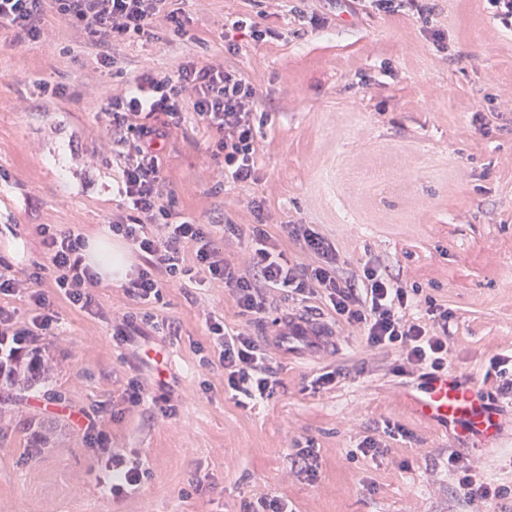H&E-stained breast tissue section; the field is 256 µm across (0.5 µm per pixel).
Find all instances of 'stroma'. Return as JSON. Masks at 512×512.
<instances>
[{
	"instance_id": "obj_1",
	"label": "stroma",
	"mask_w": 512,
	"mask_h": 512,
	"mask_svg": "<svg viewBox=\"0 0 512 512\" xmlns=\"http://www.w3.org/2000/svg\"><path fill=\"white\" fill-rule=\"evenodd\" d=\"M429 19L367 6L337 9L324 28L304 24L321 0H177L189 36L165 23L116 47L102 68L98 50L53 12L38 41L14 45L0 30V262L29 270L43 261L35 233L55 224L84 238L108 233L128 210L118 193L111 96L144 69L170 73L196 59L230 62L257 83L270 117L257 132L259 180L226 184L223 158L193 119L161 152L175 212L208 225L226 257L246 266L255 227L278 238L294 262L309 255L283 233L298 222L336 246L342 275L367 263L411 289L413 313H451L448 370L475 395L495 393L484 374L492 356H512V29L487 0H433ZM247 16L281 36L224 50L225 20ZM440 31L447 50L433 43ZM63 86L57 96L53 87ZM380 170L386 182L366 175ZM270 216L257 224L252 199ZM87 314L53 303L58 330L43 360L48 381L26 390L0 385V512H243L268 496L290 512H512V403L497 401L503 430L484 444L453 423L419 417L421 379L402 372L398 350L372 349L362 330L336 325L338 348L314 356L269 344L277 319L332 321L320 298H276L251 324L278 366L273 398L240 407L224 388L208 313L240 325L227 288L172 281L142 305L119 285L94 290ZM132 318L140 335L121 334ZM336 372L330 385L314 379ZM140 383L143 401L122 394ZM170 394L175 414L158 401ZM96 412L113 447L134 449L147 472L137 493L115 497L104 459L83 439L72 412ZM55 433L37 449L45 426ZM386 446L365 457L364 437ZM313 448L315 476L295 464ZM459 468L509 495L472 505L457 489Z\"/></svg>"
}]
</instances>
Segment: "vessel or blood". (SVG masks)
Here are the masks:
<instances>
[{"label":"vessel or blood","mask_w":512,"mask_h":512,"mask_svg":"<svg viewBox=\"0 0 512 512\" xmlns=\"http://www.w3.org/2000/svg\"><path fill=\"white\" fill-rule=\"evenodd\" d=\"M283 342L308 353H320L333 347L336 336L322 321L296 319L289 324ZM415 410L425 418L465 422L476 436L493 438L500 431L499 422L490 419L485 404L476 399L472 390L452 373L441 374L428 381L415 401Z\"/></svg>","instance_id":"vessel-or-blood-1"}]
</instances>
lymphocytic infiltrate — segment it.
Segmentation results:
<instances>
[{
	"instance_id": "f902f5d3",
	"label": "lymphocytic infiltrate",
	"mask_w": 512,
	"mask_h": 512,
	"mask_svg": "<svg viewBox=\"0 0 512 512\" xmlns=\"http://www.w3.org/2000/svg\"><path fill=\"white\" fill-rule=\"evenodd\" d=\"M172 0H0V28L14 32L15 44L40 38L46 8L83 31L98 46V64L112 68L111 46L149 35L155 21L168 24L180 38L188 31L180 9ZM107 115L112 142L122 147L119 193L129 213L110 224L113 235L130 242L143 265L123 288L129 297L147 305L159 299L168 279L197 284L223 283L240 317L253 322L270 309L269 291L310 299L324 295L337 319L363 328L369 347H400L410 373L439 372L448 367V310L431 309L432 326L412 320V299L407 288L377 268L364 266L361 274L341 276L335 246L306 224H286V232L299 248L314 256L316 265L303 266L286 255L277 239L255 230L247 270H239L224 256L206 225L193 219L174 221L173 199L163 190L160 146L171 129L186 116L214 136L216 154L224 158V177L236 185L258 179L256 129L269 114L263 108L259 86L232 66L216 67L195 59L181 62L173 73L157 76L146 71L135 77L124 95L112 98ZM45 256L32 272L20 276L0 263V296L27 294L34 315L18 321L16 312L0 305V378L11 377L23 358L39 355L42 343L54 330L52 303L39 286L51 277L57 295L73 308L92 312V290L100 284L96 270L85 263L81 234L50 224L36 228ZM206 324L215 336L224 384L241 407L273 397L278 384L272 358L247 330L227 327L223 318L208 315ZM98 415H85V436L106 459L112 495L135 492L146 476L128 464L121 450L112 448L98 431Z\"/></svg>"
}]
</instances>
